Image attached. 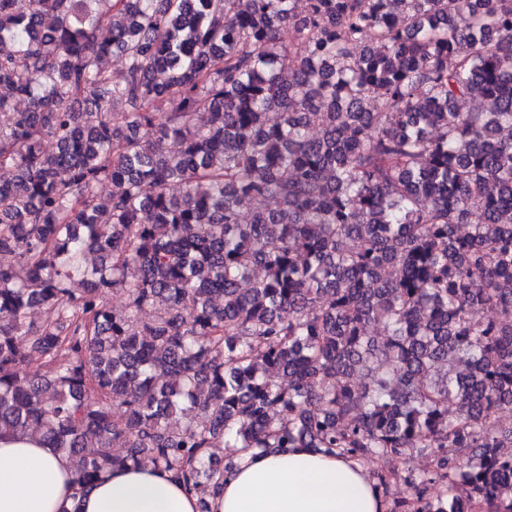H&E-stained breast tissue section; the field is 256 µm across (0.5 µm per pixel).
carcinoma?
Wrapping results in <instances>:
<instances>
[{"mask_svg": "<svg viewBox=\"0 0 512 512\" xmlns=\"http://www.w3.org/2000/svg\"><path fill=\"white\" fill-rule=\"evenodd\" d=\"M306 2L0 0V436L76 497L151 465L205 504L212 449L313 448L384 461L392 512H512V0Z\"/></svg>", "mask_w": 512, "mask_h": 512, "instance_id": "carcinoma-1", "label": "carcinoma"}]
</instances>
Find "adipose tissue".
I'll return each mask as SVG.
<instances>
[{"mask_svg":"<svg viewBox=\"0 0 512 512\" xmlns=\"http://www.w3.org/2000/svg\"><path fill=\"white\" fill-rule=\"evenodd\" d=\"M67 455L37 435L0 437V512H200L168 473L129 467L73 495ZM211 512H382L370 475L353 460L310 448L240 453Z\"/></svg>","mask_w":512,"mask_h":512,"instance_id":"obj_1","label":"adipose tissue"}]
</instances>
